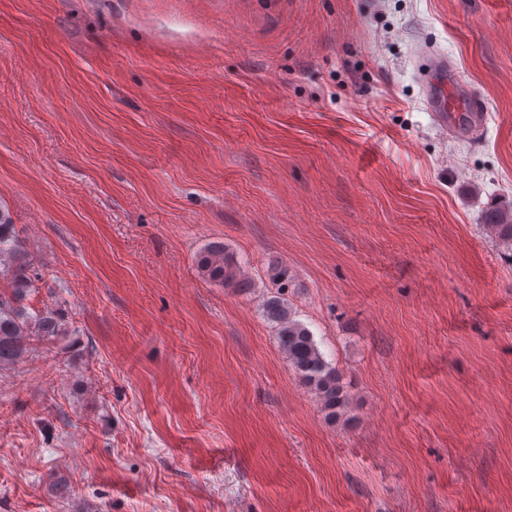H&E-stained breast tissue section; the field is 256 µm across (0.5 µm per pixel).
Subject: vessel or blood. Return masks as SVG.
Segmentation results:
<instances>
[{
	"instance_id": "b4317fda",
	"label": "vessel or blood",
	"mask_w": 512,
	"mask_h": 512,
	"mask_svg": "<svg viewBox=\"0 0 512 512\" xmlns=\"http://www.w3.org/2000/svg\"><path fill=\"white\" fill-rule=\"evenodd\" d=\"M424 93L429 111L443 127H455L464 117L473 121L483 117L476 93L445 58H428Z\"/></svg>"
}]
</instances>
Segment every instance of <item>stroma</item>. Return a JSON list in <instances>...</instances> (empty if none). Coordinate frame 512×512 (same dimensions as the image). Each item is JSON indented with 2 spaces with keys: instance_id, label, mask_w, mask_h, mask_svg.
Listing matches in <instances>:
<instances>
[{
  "instance_id": "35a3bbf8",
  "label": "stroma",
  "mask_w": 512,
  "mask_h": 512,
  "mask_svg": "<svg viewBox=\"0 0 512 512\" xmlns=\"http://www.w3.org/2000/svg\"><path fill=\"white\" fill-rule=\"evenodd\" d=\"M510 201L512 0H0V209L68 328L0 370V512H512ZM424 93L429 112H434L436 120L445 128H455L461 115H466L474 123L483 120L478 96L464 84L458 72L448 64V59L428 58ZM486 226L491 233L512 241V203L493 207L487 211ZM197 268L211 281L230 284L234 288H251L250 280L243 277L237 261L226 250L224 243L214 242L201 251L197 257ZM270 269L279 295L264 301L263 316L274 326L288 363L319 396L323 409L336 419L348 405L341 377L336 367L325 359L310 330L294 318L288 302L282 297L281 292L288 287V269L278 263L272 264Z\"/></svg>"
}]
</instances>
